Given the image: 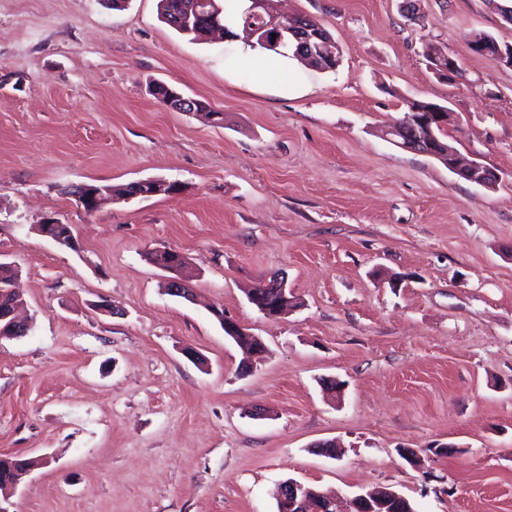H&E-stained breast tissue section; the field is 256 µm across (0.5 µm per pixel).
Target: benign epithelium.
<instances>
[{
    "instance_id": "obj_1",
    "label": "benign epithelium",
    "mask_w": 512,
    "mask_h": 512,
    "mask_svg": "<svg viewBox=\"0 0 512 512\" xmlns=\"http://www.w3.org/2000/svg\"><path fill=\"white\" fill-rule=\"evenodd\" d=\"M249 6L244 10L245 33L253 38L258 35L275 38V43L285 48L291 47L304 54L306 60L320 63L324 60L339 61L342 58V50L336 42L312 19L296 15H281L270 11L271 0H248ZM174 25L184 26L186 29L203 26L207 33H219L227 35V27L224 25L223 8L217 0H191L185 7V13L174 21ZM471 49L479 55L490 56L500 62L512 66V45H501L494 42L488 36L477 38L473 41ZM427 54L437 64L439 74L454 78L460 75L457 60L449 54L437 51L436 47L428 44L425 46ZM163 105L179 112L204 113L197 108L195 100L177 95L163 102ZM451 117V112L442 108H434L425 115L392 125L381 133V136L396 146L430 156L448 167V170L462 176L467 181L491 188L498 181V175L489 172V168L473 160H464L451 147L441 148L437 145L432 132V125L440 127L446 125ZM73 197L78 207L88 213H94L103 204L112 200V191L90 184L72 186ZM180 192V186L164 179H147L129 184V194L125 199L136 197H151L156 195L173 196ZM38 230L43 235L56 242L63 241L66 236H73L66 225L54 220L46 221L38 225ZM187 265V258L180 252L170 249L167 260H156L155 266L170 274L167 282L168 292L174 296L192 298L186 281L181 277L182 270ZM268 288L273 291L274 301L267 306L259 299L258 288ZM248 300L253 305H259L258 311L263 315L275 318L288 309L290 291L286 281L281 276H273L265 279L259 285H253L248 290ZM19 305L11 304L9 308L0 311V332L8 330L15 337L20 338L28 334L30 323L18 314ZM211 313L219 321L224 329V335L231 340L252 349L256 355L264 350V344L260 337L248 332L246 328L224 317V312L217 308H211ZM47 462V458H31L29 460L16 457L10 460L13 475L6 480L4 488L5 496L14 494L21 479L40 465ZM312 491L305 485L294 480H288L283 489L278 493L277 512H309L311 506ZM316 497L323 499V508L328 510L336 508V512H345L349 505H354L359 512H413L409 502L403 501V496L389 489L378 490L354 497L328 496L324 493H316Z\"/></svg>"
}]
</instances>
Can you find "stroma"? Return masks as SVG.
<instances>
[{
    "label": "stroma",
    "instance_id": "1",
    "mask_svg": "<svg viewBox=\"0 0 512 512\" xmlns=\"http://www.w3.org/2000/svg\"><path fill=\"white\" fill-rule=\"evenodd\" d=\"M401 5L276 0L343 55L265 56L259 84L240 42L190 40L158 0H0V263L31 323L0 339V455L49 459L9 512H277L288 479L512 512V67L471 49L512 24L485 0ZM158 81L223 123L166 108ZM415 99L453 112L493 188L381 138ZM153 178L183 190L91 214L68 193ZM164 248L195 301L165 292ZM273 272L293 300L276 319L247 299ZM212 305L262 339L249 369ZM425 54L437 64L440 75L444 74L451 78L460 75L459 64L451 55L437 51L436 47L431 44H426Z\"/></svg>",
    "mask_w": 512,
    "mask_h": 512
}]
</instances>
